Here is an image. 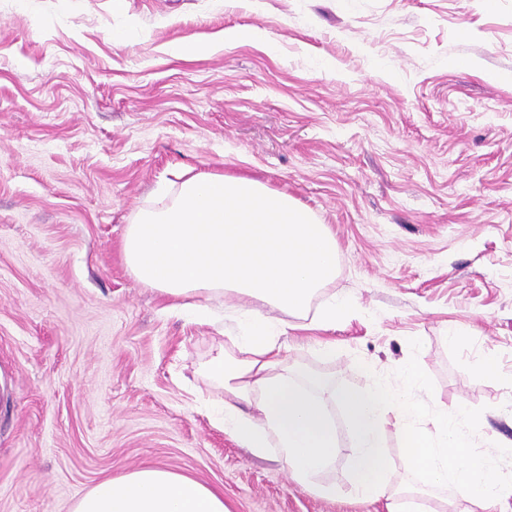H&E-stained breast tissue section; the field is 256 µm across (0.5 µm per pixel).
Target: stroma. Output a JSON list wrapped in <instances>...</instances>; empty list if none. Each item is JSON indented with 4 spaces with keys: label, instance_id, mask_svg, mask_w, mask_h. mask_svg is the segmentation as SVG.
Instances as JSON below:
<instances>
[{
    "label": "stroma",
    "instance_id": "1",
    "mask_svg": "<svg viewBox=\"0 0 512 512\" xmlns=\"http://www.w3.org/2000/svg\"><path fill=\"white\" fill-rule=\"evenodd\" d=\"M184 40L213 49L172 56ZM184 167L250 175L334 234L325 292L354 313L284 320L323 397L416 356L424 405L464 406L512 477V0H0V512H69L149 464L223 489L228 512H381L299 485L198 408L216 331L121 251ZM355 301L349 297L332 294L315 311V320L323 326H334L336 320L353 313Z\"/></svg>",
    "mask_w": 512,
    "mask_h": 512
}]
</instances>
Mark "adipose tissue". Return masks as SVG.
<instances>
[{"mask_svg": "<svg viewBox=\"0 0 512 512\" xmlns=\"http://www.w3.org/2000/svg\"><path fill=\"white\" fill-rule=\"evenodd\" d=\"M127 270L142 285L182 303L193 320H211L213 305L235 296L238 333L216 341L199 368L215 391L211 419L254 454L275 452L299 484L311 485L342 446L320 397L322 379L289 370L281 358L282 316L314 312L323 326L352 314L355 302L315 298L338 270L328 225L288 195L244 176L185 170L141 207L122 239ZM400 383L368 373L366 383L336 395L352 450L351 495L383 502L385 512H437V489H448L455 512H497L512 498L495 453L470 451L465 408L427 411L428 379L414 361ZM431 427H424V420ZM401 434L418 481L395 483L386 451L388 430ZM71 512H227L224 492L158 465L107 477L77 498Z\"/></svg>", "mask_w": 512, "mask_h": 512, "instance_id": "1", "label": "adipose tissue"}]
</instances>
